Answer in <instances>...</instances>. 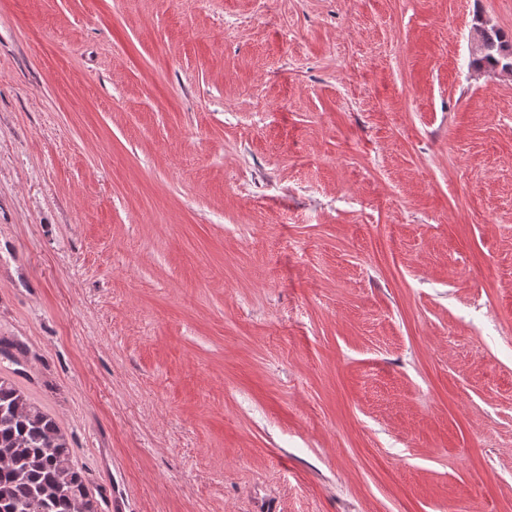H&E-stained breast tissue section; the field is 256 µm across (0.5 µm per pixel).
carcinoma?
Listing matches in <instances>:
<instances>
[{"instance_id": "obj_1", "label": "carcinoma", "mask_w": 512, "mask_h": 512, "mask_svg": "<svg viewBox=\"0 0 512 512\" xmlns=\"http://www.w3.org/2000/svg\"><path fill=\"white\" fill-rule=\"evenodd\" d=\"M469 65L496 70L512 38L476 19ZM0 512H98L85 474L71 460L57 422L9 380L0 378Z\"/></svg>"}]
</instances>
